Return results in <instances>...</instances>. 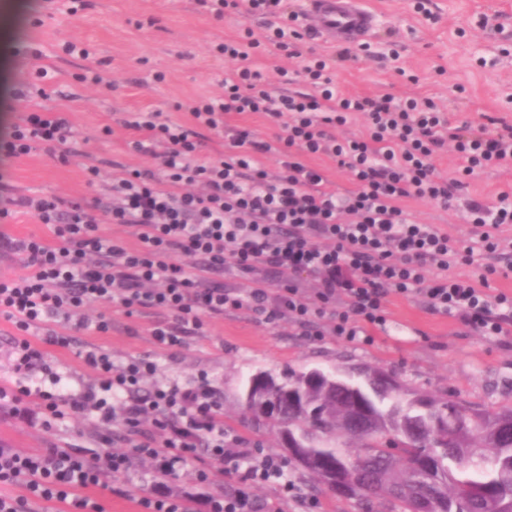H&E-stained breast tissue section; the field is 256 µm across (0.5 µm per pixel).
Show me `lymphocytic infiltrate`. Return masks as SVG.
Wrapping results in <instances>:
<instances>
[{"instance_id": "lymphocytic-infiltrate-1", "label": "lymphocytic infiltrate", "mask_w": 512, "mask_h": 512, "mask_svg": "<svg viewBox=\"0 0 512 512\" xmlns=\"http://www.w3.org/2000/svg\"><path fill=\"white\" fill-rule=\"evenodd\" d=\"M203 13L258 18L261 29L242 28L217 44L231 62L224 92L180 103L189 124L163 118L161 112L132 113L127 125L139 131L135 152L158 159L162 176L125 169L108 186L112 204H81L59 198L18 200L0 196V220L13 206L32 211L49 225L56 239L48 245L29 237L0 239V247L21 252L26 274L0 277V313L20 336L13 341L15 378L0 383V402L13 414L30 417V400L61 419L72 414L92 419L98 448H56L30 454L0 448V512H30L38 499L62 512H102L89 491L106 477L128 473L136 463H150L158 492L137 499L139 512H261L251 494L256 485L271 486L278 500H297L294 484L284 481L285 463L273 452L250 448L246 438L226 436L221 404L207 376L184 387L175 382L142 391L152 362L132 358L114 364L101 348L85 352L83 363L95 381L78 391H60L61 378L45 361L44 345L27 335L55 317L69 324L66 334L49 333L45 345L69 347L71 333L95 329L108 333L112 320H88L94 304L165 311L168 321L151 334L164 349L182 348L187 337L201 336L211 319L227 310H247L266 323L290 317L303 335H313V321L329 318L335 335L355 340L369 328H383L391 296H423L429 309L457 318L483 336L512 334V294L492 295L485 278L451 275L470 265L476 253L512 249L500 228L512 224V193L496 202L470 200L464 218L472 224L470 246L433 225L418 223L402 207L408 199L448 207L463 178L488 168L512 170V123L452 124L431 99L390 95L372 97L342 92L336 67L370 54L371 46L304 54L312 36L291 10L289 0H196ZM300 59L298 73L277 66L282 84L302 77L307 91L278 93L266 80L269 49ZM257 113L277 128L275 142L250 130L236 131L228 154L197 158L200 130L222 134L230 116ZM364 115L366 128L355 138L337 141L333 128ZM73 139L68 120L54 112H31L0 141V153L19 158L42 141L69 153ZM453 147L456 175H439L435 158ZM278 154L279 171L269 174L264 160ZM334 158L354 184L336 196L322 169L308 157ZM131 224L138 244L126 248L103 237L102 223ZM232 266L250 276L251 285L230 290L214 275ZM287 274L288 285L267 288V274ZM317 287L305 294L302 275ZM46 373L50 389L33 382L34 370ZM122 426L129 448L114 451L109 430ZM206 457L195 470L199 488L175 494V479L197 449ZM235 481L230 494H214L217 477Z\"/></svg>"}]
</instances>
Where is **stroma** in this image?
<instances>
[{
	"instance_id": "obj_1",
	"label": "stroma",
	"mask_w": 512,
	"mask_h": 512,
	"mask_svg": "<svg viewBox=\"0 0 512 512\" xmlns=\"http://www.w3.org/2000/svg\"><path fill=\"white\" fill-rule=\"evenodd\" d=\"M75 15L55 12L49 0H0V56L8 66V87L0 97V135L19 122L26 111L45 108L62 113L77 141V154L59 158L39 144L29 155H0V181L12 197H59L89 202L101 196V185L122 167L156 168L157 162L130 147L139 132L124 125L129 113L158 111L170 120L188 123L178 102L191 96L221 92L227 61L215 58L218 43L234 37L243 18L229 14L216 21L199 13L194 0H86ZM375 27L370 38L373 56L359 57L336 71L345 91L432 99L450 121L477 119L480 113L512 119V0H431L438 22L415 13L410 0H368ZM396 30L397 54L386 43ZM78 41L90 51L81 59L67 51ZM485 66H478V59ZM47 68L50 80L42 94L18 98L25 73ZM98 69L111 89L83 82L87 68ZM163 81H156V74ZM251 128L271 140L276 130L260 115L229 119L223 137L205 132L199 154L207 157L223 148L238 127ZM111 135H104V128ZM101 171L98 185L87 183L88 166ZM512 187V172L489 169L456 191L448 208L409 200L405 207L423 224H433L460 242H468L472 227L464 219L468 200L495 199ZM462 275H487L491 293H512V255L478 254ZM112 329L106 335L86 330L69 348L47 347L46 359L61 377L62 387L75 390L92 383L93 373L82 356L93 345L103 347L121 364L132 357L153 361V381L194 385L207 375L218 392L224 426L251 444L277 451L276 434L244 426L241 388L260 371L347 368L371 365L396 373L405 389L452 396L473 405L512 404V335L482 336L443 312L429 311L421 298H391L385 328L372 332L371 342L348 341L330 331L328 319L316 327L321 338L301 335L289 319L270 325L247 312H228L211 321L205 335L192 336L180 350L160 348L151 330L160 312L144 309L133 316L111 310ZM95 432L78 418L53 428L26 424L0 407V446L21 452L41 451L71 443L92 446Z\"/></svg>"
}]
</instances>
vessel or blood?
I'll use <instances>...</instances> for the list:
<instances>
[{
    "mask_svg": "<svg viewBox=\"0 0 512 512\" xmlns=\"http://www.w3.org/2000/svg\"><path fill=\"white\" fill-rule=\"evenodd\" d=\"M307 18L316 36L328 43H360L374 27L364 0H308Z\"/></svg>",
    "mask_w": 512,
    "mask_h": 512,
    "instance_id": "b4317fda",
    "label": "vessel or blood"
}]
</instances>
